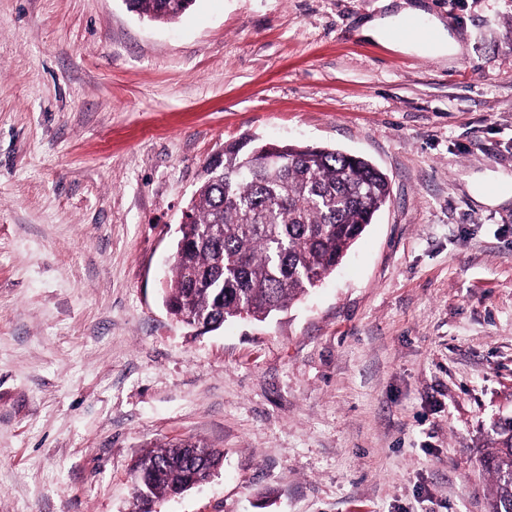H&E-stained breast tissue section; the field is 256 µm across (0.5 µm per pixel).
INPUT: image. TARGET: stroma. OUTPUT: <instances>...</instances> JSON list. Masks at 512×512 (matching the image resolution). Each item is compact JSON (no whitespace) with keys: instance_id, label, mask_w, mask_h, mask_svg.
Listing matches in <instances>:
<instances>
[{"instance_id":"stroma-1","label":"stroma","mask_w":512,"mask_h":512,"mask_svg":"<svg viewBox=\"0 0 512 512\" xmlns=\"http://www.w3.org/2000/svg\"><path fill=\"white\" fill-rule=\"evenodd\" d=\"M381 0H0V512H133L150 447L220 474L155 512H486L512 418V0H427L452 60L364 38ZM336 148L388 203L320 285L203 335L164 289L207 157ZM131 12L150 20L171 23L179 18L192 4L183 5L182 0H125Z\"/></svg>"}]
</instances>
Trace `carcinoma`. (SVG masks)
Here are the masks:
<instances>
[{
	"label": "carcinoma",
	"mask_w": 512,
	"mask_h": 512,
	"mask_svg": "<svg viewBox=\"0 0 512 512\" xmlns=\"http://www.w3.org/2000/svg\"><path fill=\"white\" fill-rule=\"evenodd\" d=\"M126 8L171 23L188 6L126 0ZM389 198L386 174L360 156L251 137L230 143L203 165L186 206L166 304L191 309L213 331L244 314L263 322L285 312L336 269ZM196 447L207 456L191 455L183 440L141 455L152 472L133 493L137 512L220 466L219 452ZM480 464L490 476L488 512H512V419L493 426Z\"/></svg>",
	"instance_id": "cac0c4a2"
}]
</instances>
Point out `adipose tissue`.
<instances>
[{
	"instance_id": "1",
	"label": "adipose tissue",
	"mask_w": 512,
	"mask_h": 512,
	"mask_svg": "<svg viewBox=\"0 0 512 512\" xmlns=\"http://www.w3.org/2000/svg\"><path fill=\"white\" fill-rule=\"evenodd\" d=\"M383 2L384 11L364 22L361 33L365 38L380 42L387 41L390 31L404 18L419 17L425 19L432 29L438 31V38L426 49L416 42H400L396 45L397 50L404 53H418L425 49L433 57L448 59L461 53L462 45L457 35L446 28L440 18L428 14L418 0H383Z\"/></svg>"
}]
</instances>
